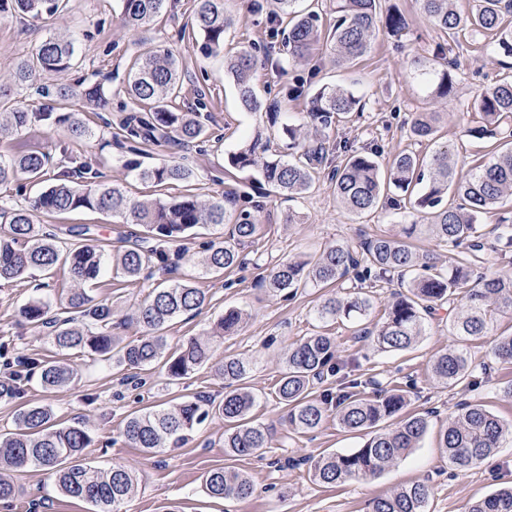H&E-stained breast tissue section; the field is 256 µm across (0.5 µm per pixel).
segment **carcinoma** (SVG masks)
<instances>
[{
  "label": "carcinoma",
  "instance_id": "1",
  "mask_svg": "<svg viewBox=\"0 0 512 512\" xmlns=\"http://www.w3.org/2000/svg\"><path fill=\"white\" fill-rule=\"evenodd\" d=\"M68 0H0V15L18 12L33 18L53 16L66 9ZM121 21L128 28L149 24L165 7L167 0H121ZM421 13L452 39L470 29L491 37L493 51L512 57V0H477L476 9L459 12L455 0H418ZM278 23L289 16L285 45L288 56L303 58L320 43L319 15L300 8V0H276ZM335 20L328 28L326 47L332 61L340 64L365 55L379 31L400 39L409 25L398 10L381 12V0H336L332 8ZM226 0H198L193 27L202 35L199 51L213 56L224 50V32L234 25ZM75 61L71 40L59 35L44 39L31 58L21 61L12 73V81L26 83L50 79L70 69ZM256 59L243 48L226 61V71L237 86L242 106L258 112L262 102L252 85ZM459 64L448 59V69L440 77L425 69L418 74L423 82L434 85L435 97L446 99L453 89ZM179 61L169 51L156 49L142 53L128 76L125 93L145 112H129L122 122L121 148L138 151L137 145L176 141L189 144L204 137L206 129L199 112H177L173 101L180 93ZM37 91L53 97L61 107L76 96L104 108L108 104L103 84L90 81L76 91L65 86L43 84ZM479 125L466 129L467 135L488 141L504 139L512 123V80L502 79L488 86L479 96ZM363 111L360 100L350 91L321 86L308 100L307 114L314 123L327 126L336 116L348 117ZM38 115L64 127L68 136L83 139L92 136L78 112L35 114L0 90V135L19 133L32 117ZM441 113L417 112L409 125V137L418 143L437 138ZM288 139L289 153L267 154L262 133L243 139L228 158L238 170H256L269 191L290 200L306 193L314 173L328 157L325 142L308 140L305 125L288 124L282 128ZM346 159L333 169L336 196L352 214L364 215L382 207L400 209L401 202L415 196V208L425 210L431 222L427 232L460 249L454 264L444 269L428 255L406 243L419 225L406 224L404 239L384 235L370 237L352 247L345 243L323 251L313 259L280 262L267 269L262 284L274 292L294 294L301 288H342L352 281L354 292L345 297L333 292L317 308L321 323L365 319L372 308L364 288L397 283L400 290L385 309L382 321L374 329H360L361 337L371 340L381 351L411 348L425 335V320L444 305L462 301V310L450 324L458 345L437 354L431 361L435 378L447 387L465 384L472 390L481 387L483 377L475 373L465 343L486 335L505 308H512V256L491 250L476 228V216L494 208L504 198H512V148L499 153L494 162L478 165L458 175L448 148L442 147L426 159L413 151L394 154L386 169L375 160L379 151H357L338 144ZM67 176L45 186L30 207L13 206L0 198V219L5 228L0 235V281L27 277L33 270L68 269L70 288L64 314L51 315L52 303L34 298L21 314L32 328L45 333L65 356L86 351L102 361L114 360L131 369L145 370L163 364L167 376L180 381L198 368L212 365L224 379V398L216 401L195 397L165 408H147L134 413L124 423L123 435L132 448L147 455L178 445L198 425L213 416L224 419L225 454L233 458L249 457L267 447L268 429L245 423L254 405V397L245 386L250 364L226 357L212 363L214 350L208 341L190 339L178 352L165 356L164 330L177 317L198 312L206 301L205 293L189 280L161 279L149 291L133 313L132 320L143 328L135 343L124 344L112 335V305L96 300L87 287L98 283L105 269L103 251L79 242L90 227H70L60 238L37 224L39 214L65 216L77 212L121 214L141 226L125 248L112 256V272L133 282L145 271L150 275L171 273L177 269L179 242L193 235L203 225L228 224L227 233L206 242L198 256L203 273H221L242 262L241 246L258 234L256 212L260 205L252 197L235 191L224 199L202 201L194 194L167 195L138 200L126 194L119 183H101L90 176L91 169L75 159ZM49 156L40 151L0 155V185L26 180L38 185L46 181ZM194 172L189 165L172 161L138 170L139 180L168 189L187 183ZM243 313L228 309L212 326L211 335L222 337L235 333L243 323ZM38 376L43 392L53 393L74 383V373L58 359L18 356L14 369L0 382V397L11 399L24 395L33 376ZM330 384L314 396L312 390ZM336 387H331V384ZM276 397L288 406V425L295 433L318 429L329 414L347 432L365 431L370 437L358 449L347 453H327L306 459L314 480L336 485L375 476L390 463L408 456L418 447L428 430L423 415L401 416L406 397L401 389L382 387L373 378L344 372L336 360L335 337L316 332L291 345L284 358V368L276 383ZM399 419L388 431L378 430L380 423ZM512 422L490 412L479 401L465 402L441 436L448 462L458 470L487 459L507 435ZM92 437L83 422L59 426L50 405L27 403L15 414V430L0 434V500H11L16 493L11 475L27 468H41L57 478L62 493L82 499L91 512H122L125 501L135 492L136 478L125 467L103 470L85 457ZM208 495L218 498L246 499L253 494L250 478L242 472L215 468L206 475ZM429 487L423 482L401 487L376 497L371 512H425ZM467 512H512V487L486 495Z\"/></svg>",
  "mask_w": 512,
  "mask_h": 512
}]
</instances>
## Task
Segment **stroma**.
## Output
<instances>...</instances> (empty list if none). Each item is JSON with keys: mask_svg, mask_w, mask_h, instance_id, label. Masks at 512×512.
I'll use <instances>...</instances> for the list:
<instances>
[{"mask_svg": "<svg viewBox=\"0 0 512 512\" xmlns=\"http://www.w3.org/2000/svg\"><path fill=\"white\" fill-rule=\"evenodd\" d=\"M409 20L410 32L402 39L379 34L361 58L336 65L327 51L297 62L289 61L282 37L270 32L271 0H228L229 11L238 19L224 38L223 54L203 57L196 47L198 35L192 28L197 0H168L164 12L152 23L131 30L121 22L120 0H69L59 16L0 18V77L9 78L17 64L29 58L46 37L61 34L76 48L71 69L56 75V82L79 87L84 80L104 83L110 105L92 110L71 100L68 109L83 113L92 137L74 140L63 127L36 121L22 134L0 137V154L44 150L53 160L50 176L61 170V158L70 155L87 163L101 181L122 183L129 195L140 198L152 189L136 181L128 161L149 167L165 161L185 159L194 171L186 187L202 200L221 198L224 191L244 189L258 195L261 230L247 253L252 261L226 269L221 274L199 276L193 262L201 239L222 234L219 226L197 228L193 237L180 244V271L194 276L207 301L196 314L177 318L166 330L167 352H175L188 338L210 339L211 325L230 307L242 309L248 318L233 336L212 339L215 360L227 357L248 361L246 380L255 397L253 423L268 428V446L262 455L230 458L224 454V421L218 417L203 423L182 447L148 456L129 447L122 435L128 415L148 407H165L181 396H224V382L210 367L200 368L191 378L170 381L161 367L131 371L101 362L93 355L70 356L75 374L73 386L47 394L38 382H30L23 400L51 405L58 422L86 423L93 442L86 457L93 465L107 468L122 465L137 476L138 487L125 503V512H367L369 502L398 487L427 481L430 495L426 512H464L471 501L512 487V437H506L491 459L467 471L449 465L439 446V433L457 413L458 404L481 401L504 420L512 422V397L503 388L512 381V363L494 356L499 336L512 333V310L501 312L487 335L469 341L475 367L486 368V378L475 391L464 386L445 387L432 375V357L455 342L449 331L451 314L439 312L428 318L426 334L412 349L380 352L357 338V323L338 322L327 331L336 338L337 356L348 371L373 377L383 384L405 389L406 411L427 416L429 428L419 448L386 466L379 474L338 485L315 482L307 467L288 466V459L319 453H346L361 447L364 433H349L335 419L317 430L296 433L288 428L287 407L275 395L282 359L288 347L314 331L313 309L322 291L299 290L285 298L262 288L267 267L281 261L306 260L339 243L358 244L375 235L398 236L407 224L421 223L420 214L407 208H382L367 216L351 215L339 204L327 172H320L313 187L301 197L287 200L260 192L256 171L230 167L227 155L242 138L262 131L269 151L285 153L282 128L306 122L307 97L289 99L288 91L303 81L312 88L324 85L350 89L360 98L363 115L333 121L329 128L308 124L327 146L345 141L354 149L379 148V163L392 154L414 149L408 136V121L415 112H439L443 121L438 141L448 143L455 153L457 170L467 173L486 163L506 148L466 136V128L478 125L481 117L473 104L486 86L512 77V59L496 54L488 38L470 32L449 42L421 14L416 0H386ZM253 51L258 65L253 83L263 102L258 112L244 110L237 98L233 79L224 71V58L241 48ZM144 48H170L179 58L181 91L174 106L180 112L207 115L208 136L189 145L165 142L141 146L139 153H120L114 144L118 123L134 106L123 93L130 60ZM457 59L460 70L448 99L435 98L431 86L421 82L418 68L442 69L446 56ZM45 231L63 234L67 227H90L87 243L98 248L118 249L123 237L138 232L135 224L106 214L76 213L64 219L39 216ZM69 286L63 269L35 271L27 279L0 283V337L7 336L19 354H54L47 339L37 335L20 316L30 299L48 297L60 306ZM151 288L150 281L130 282L108 276L91 291L92 296L112 304V332L131 342L141 329L130 322L135 307ZM142 381L134 386L128 380ZM20 400V401H23ZM20 401L0 398V433L12 431ZM223 466L246 473L255 485L245 500L213 498L204 490L208 471ZM16 495L0 501V512H90L89 504L58 493L51 472L29 468L14 477Z\"/></svg>", "mask_w": 512, "mask_h": 512, "instance_id": "stroma-1", "label": "stroma"}]
</instances>
